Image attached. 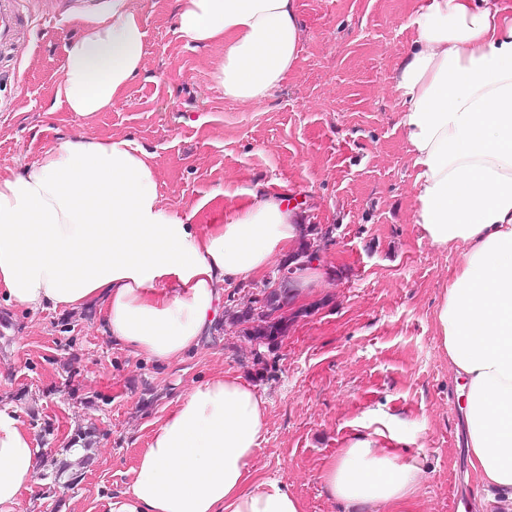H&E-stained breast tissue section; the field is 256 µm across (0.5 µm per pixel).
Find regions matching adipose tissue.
Segmentation results:
<instances>
[{"mask_svg":"<svg viewBox=\"0 0 512 512\" xmlns=\"http://www.w3.org/2000/svg\"><path fill=\"white\" fill-rule=\"evenodd\" d=\"M67 43L57 98L109 111L145 70L136 0H100ZM392 89L414 169L412 221L462 252L434 316L464 396L478 493L512 503V0H420ZM186 44L221 50L226 99L263 103L296 65L297 0H177ZM295 209L262 189L218 224L165 208L150 155L77 133L0 175V296L30 311L96 307L111 345L158 363L196 351L225 284L256 280L295 246ZM267 401L234 371L193 385L153 429L131 486L105 512H304L279 480H252ZM41 450L0 407V512L36 484ZM417 462L360 437L326 464L325 492L352 512L408 500Z\"/></svg>","mask_w":512,"mask_h":512,"instance_id":"ef3b65f1","label":"adipose tissue"}]
</instances>
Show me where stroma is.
I'll return each mask as SVG.
<instances>
[{
    "label": "stroma",
    "mask_w": 512,
    "mask_h": 512,
    "mask_svg": "<svg viewBox=\"0 0 512 512\" xmlns=\"http://www.w3.org/2000/svg\"><path fill=\"white\" fill-rule=\"evenodd\" d=\"M98 0H20L28 40L0 63V170H21L82 131L125 137L152 154L164 206L208 224L268 186L303 223L333 226L316 280L296 292L280 349L253 364L250 342L214 333L165 366L109 345L94 310L25 311L0 302V405L42 448V478L18 512H104L126 490L150 433L177 397L233 370L268 407L254 459L304 512H346L322 486L326 462L367 435L383 452L419 461L402 512H489L466 446L462 400L433 310L458 254L412 222L407 143L392 91L414 30L417 0H297L303 41L294 70L264 103L224 98L215 48L187 46L177 0H139L144 73L107 112L83 120L56 98L78 10ZM95 432L90 452L68 447Z\"/></svg>",
    "instance_id": "obj_1"
}]
</instances>
